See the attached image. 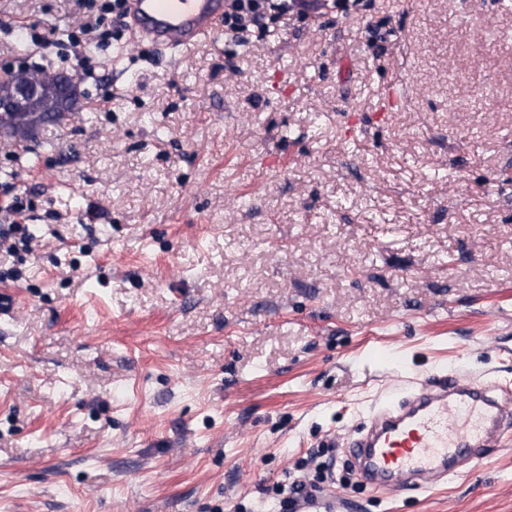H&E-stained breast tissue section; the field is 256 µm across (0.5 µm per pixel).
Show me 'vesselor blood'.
<instances>
[{
  "label": "vessel or blood",
  "instance_id": "vessel-or-blood-1",
  "mask_svg": "<svg viewBox=\"0 0 512 512\" xmlns=\"http://www.w3.org/2000/svg\"><path fill=\"white\" fill-rule=\"evenodd\" d=\"M225 0H126L124 25L162 53L221 33ZM512 434V391L442 370L389 391L348 443L361 483L422 488L434 475H466Z\"/></svg>",
  "mask_w": 512,
  "mask_h": 512
}]
</instances>
